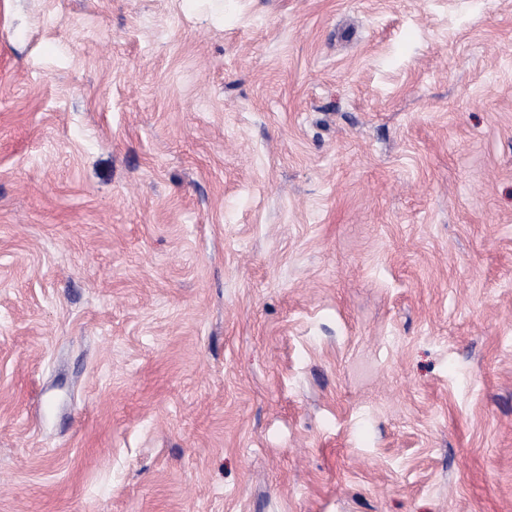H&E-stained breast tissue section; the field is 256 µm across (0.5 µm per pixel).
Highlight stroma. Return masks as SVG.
<instances>
[{
	"instance_id": "35a3bbf8",
	"label": "stroma",
	"mask_w": 512,
	"mask_h": 512,
	"mask_svg": "<svg viewBox=\"0 0 512 512\" xmlns=\"http://www.w3.org/2000/svg\"><path fill=\"white\" fill-rule=\"evenodd\" d=\"M0 512H512V0H0Z\"/></svg>"
}]
</instances>
